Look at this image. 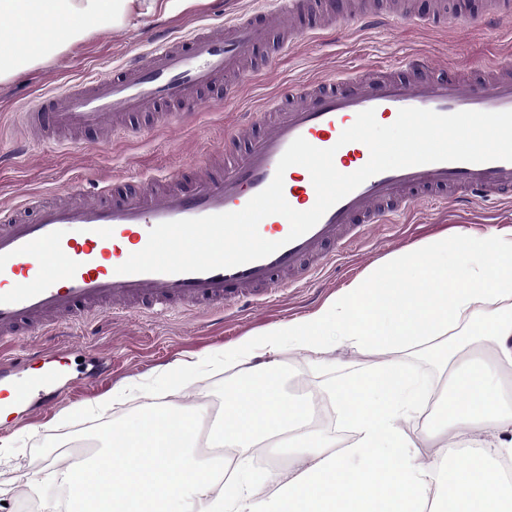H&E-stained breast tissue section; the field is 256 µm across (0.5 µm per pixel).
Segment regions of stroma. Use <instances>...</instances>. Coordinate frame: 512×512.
<instances>
[{
  "mask_svg": "<svg viewBox=\"0 0 512 512\" xmlns=\"http://www.w3.org/2000/svg\"><path fill=\"white\" fill-rule=\"evenodd\" d=\"M261 0H202L191 10L158 22L140 19L136 25L87 41L77 49L55 56L35 69L19 70L0 85V205L17 202L19 195L50 191L54 200L67 199L81 187H123L151 175L180 182L191 163L208 160L211 148L226 135L247 124L289 82L330 78L341 72L367 68H395L410 54L428 57L437 70L463 73L478 61L512 59V33L504 26L481 20L483 0H465L477 20L466 28L451 25L425 27L414 21L418 0H349L356 9L391 12L392 22L353 28L319 20L315 33L297 36L288 50L266 64L251 68L236 100L225 101L221 91L206 92V103L185 124L151 126L149 131L115 137L72 135L71 145L33 138L21 118L34 99L56 87L78 86L90 77L104 75L128 57L145 51L165 33L186 34L207 24L223 26L240 12L259 8ZM512 225V202L444 206L427 203L390 224L374 225L354 252L337 259L323 275L280 289L271 298L247 307H225L221 312L176 310L106 313L95 319H78L61 342L32 334L5 344V354L20 355L43 349V357L29 363V371L51 366L57 345L68 348L71 371L62 381V394L46 411L20 407L0 424V437L12 444L10 456L0 459V512H19L22 503L37 508L55 499L52 474L62 468L61 446L75 437L105 440L114 427L134 422L150 404L175 408L186 404H223L226 386L238 373L225 364V346L278 322L302 317L320 308L341 287L373 262L428 237L463 227L485 232ZM103 354L112 367L105 380L94 386L79 379L82 359ZM207 356L212 364L196 376L179 378L170 372L175 361ZM284 388L296 385L319 393L323 384L372 363V354L350 346L321 354L282 351ZM136 383L137 388L119 404L104 405L116 385Z\"/></svg>",
  "mask_w": 512,
  "mask_h": 512,
  "instance_id": "1",
  "label": "stroma"
}]
</instances>
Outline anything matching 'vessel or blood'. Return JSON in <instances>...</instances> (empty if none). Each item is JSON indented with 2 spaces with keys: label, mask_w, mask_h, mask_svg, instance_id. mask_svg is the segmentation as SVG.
<instances>
[{
  "label": "vessel or blood",
  "mask_w": 512,
  "mask_h": 512,
  "mask_svg": "<svg viewBox=\"0 0 512 512\" xmlns=\"http://www.w3.org/2000/svg\"><path fill=\"white\" fill-rule=\"evenodd\" d=\"M363 27L371 14H349L345 0H277L272 7L239 13L224 26L202 25L190 34L164 40L111 74L85 80L40 97L25 114L27 125L44 132H100L117 118L138 129V117L158 112L160 122H183L189 107L201 105L207 90L219 87L234 99L247 54L285 51L284 24L315 14ZM464 10L432 5L424 24H466ZM423 108L448 115L464 110H512V68L479 65L461 76L434 72L427 59L409 55L394 70L341 75L290 83L286 92L248 121L245 130L225 139L219 168L196 175L177 188L163 177H147L139 189L118 199L64 202L31 195L0 209V341L35 332L63 333L72 320L96 317L119 308L220 310L247 305L274 289L298 283L358 246L366 229L384 224L420 203L484 202L512 199V162H438L380 172L334 204L306 234L287 241V219H263L260 235L279 242L271 255L243 265L207 272L121 274L130 246L144 248L156 225L241 210L272 181L277 163L296 137L311 145L335 148L334 165L348 174L363 167L370 151L364 143L339 144L341 133L363 110L392 124L400 109ZM284 197L305 211L316 201L306 168L284 174ZM12 359L0 372V393L13 391L25 401L29 391H45L52 377L14 383L21 366Z\"/></svg>",
  "instance_id": "vessel-or-blood-1"
}]
</instances>
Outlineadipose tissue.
Instances as JSON below:
<instances>
[{"label":"adipose tissue","instance_id":"1","mask_svg":"<svg viewBox=\"0 0 512 512\" xmlns=\"http://www.w3.org/2000/svg\"><path fill=\"white\" fill-rule=\"evenodd\" d=\"M199 0H0L12 21L0 33V84L19 65L35 68L92 33L139 18L180 15ZM469 325L490 344L487 360L458 359L437 411L421 432L407 422L424 384L400 352L455 335ZM350 345L376 362L325 387L352 433L330 452L309 426L312 402L281 389L279 354ZM241 377L207 434L216 454L192 463L196 410L150 409L113 428L103 467L55 473L63 503L47 512H512L501 462L512 461V225L485 234L456 231L389 254L342 287L320 309L282 321L225 350ZM287 435L299 463L266 493L219 484L223 449L246 469L261 442ZM448 441L424 460L428 441Z\"/></svg>","mask_w":512,"mask_h":512}]
</instances>
